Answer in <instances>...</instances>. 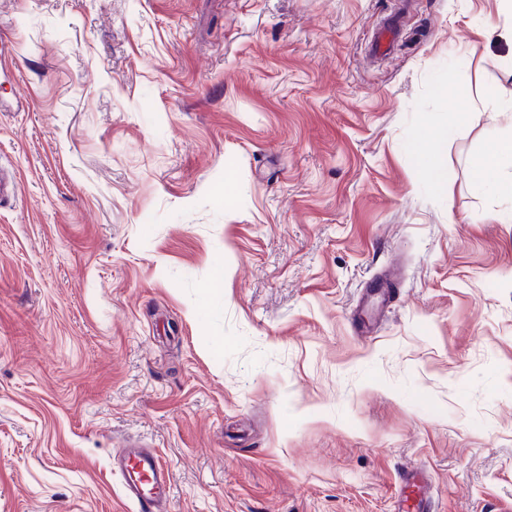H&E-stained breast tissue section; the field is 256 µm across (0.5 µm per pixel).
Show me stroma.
<instances>
[{"label":"stroma","instance_id":"obj_1","mask_svg":"<svg viewBox=\"0 0 512 512\" xmlns=\"http://www.w3.org/2000/svg\"><path fill=\"white\" fill-rule=\"evenodd\" d=\"M396 6L0 0V512H137L131 442L166 512H512V0ZM399 35L400 28L397 21L388 18L382 20L381 26L371 40V52L375 55H382L390 52L399 38ZM490 173L493 178H488ZM472 180L484 191L512 201V137L494 142L475 160ZM415 161L426 171L429 180L434 185H448V166L445 157L448 154L447 138H433L417 142L412 146ZM126 455L124 466L116 472L124 496L141 512H163L171 477L160 455L151 448H126L121 456ZM401 484L403 489L418 488L419 495L414 505L415 512H435L432 507V500L428 497L422 489L426 486V476L422 471L412 468H406L401 476Z\"/></svg>","mask_w":512,"mask_h":512}]
</instances>
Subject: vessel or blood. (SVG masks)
<instances>
[{"label": "vessel or blood", "instance_id": "1", "mask_svg": "<svg viewBox=\"0 0 512 512\" xmlns=\"http://www.w3.org/2000/svg\"><path fill=\"white\" fill-rule=\"evenodd\" d=\"M399 35L398 22L384 19L371 40V52L376 55L390 52ZM126 455V462L118 471L124 496L137 504L141 512H164L163 504L170 491L171 477L159 455L149 448H130ZM400 479L403 487L420 491L414 505L415 512H434L430 497L422 492L426 484L422 471L405 469Z\"/></svg>", "mask_w": 512, "mask_h": 512}]
</instances>
